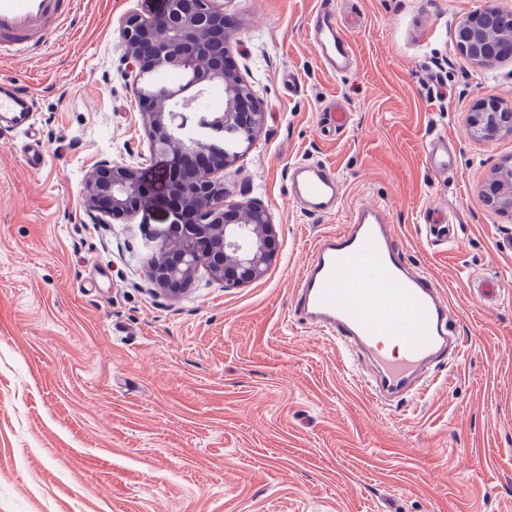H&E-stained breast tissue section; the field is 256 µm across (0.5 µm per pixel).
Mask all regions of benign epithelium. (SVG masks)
I'll return each instance as SVG.
<instances>
[{
    "label": "benign epithelium",
    "instance_id": "7a95c632",
    "mask_svg": "<svg viewBox=\"0 0 512 512\" xmlns=\"http://www.w3.org/2000/svg\"><path fill=\"white\" fill-rule=\"evenodd\" d=\"M234 18L224 13L218 0H168L160 14L134 13L122 24L128 63L135 74V93L153 151L171 161L172 193L184 200L203 224H171L157 238L162 264L153 263L149 275L159 287L175 295L176 285L204 270L226 288H239L261 279L279 250L278 233L269 211L257 204L224 203V168L238 155L224 153L214 141L224 130L245 132L257 138L265 112L251 87L234 66L229 47ZM512 42V10L480 9L472 12L458 29L456 48L465 59L479 64L501 60L494 30ZM179 69L186 81L161 89L145 87L141 79L161 69ZM213 87L224 91V109L210 121H197L200 100ZM490 97L477 100L467 125L470 138L493 139L512 135V106ZM199 125L204 133L178 150L171 147L179 128ZM197 155L209 163L193 172L186 163ZM504 174L487 184L489 201L512 216V161L500 165ZM140 179L129 164L102 159L85 181L87 206L113 220L133 216L140 205Z\"/></svg>",
    "mask_w": 512,
    "mask_h": 512
}]
</instances>
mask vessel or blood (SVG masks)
<instances>
[{"instance_id":"vessel-or-blood-1","label":"vessel or blood","mask_w":512,"mask_h":512,"mask_svg":"<svg viewBox=\"0 0 512 512\" xmlns=\"http://www.w3.org/2000/svg\"><path fill=\"white\" fill-rule=\"evenodd\" d=\"M77 10V0H0V55H34ZM308 35L329 70L350 71L352 48L333 8L324 6L314 14ZM38 109V96L29 85L0 80V135L29 136L24 160L35 172L49 160L47 147L30 135V119ZM427 154L435 170L450 169L455 160L439 137L429 142ZM288 183L291 196L311 214L331 212L341 192L337 176L308 162L290 166ZM381 281L391 282V289H378ZM292 314L335 337L347 352L367 357L373 373L364 381L366 392L380 403L427 391L432 364L462 348L449 301L427 272L404 258L385 211L374 204L360 205L349 224L317 240L297 283ZM391 338L399 342L392 357L383 351Z\"/></svg>"}]
</instances>
